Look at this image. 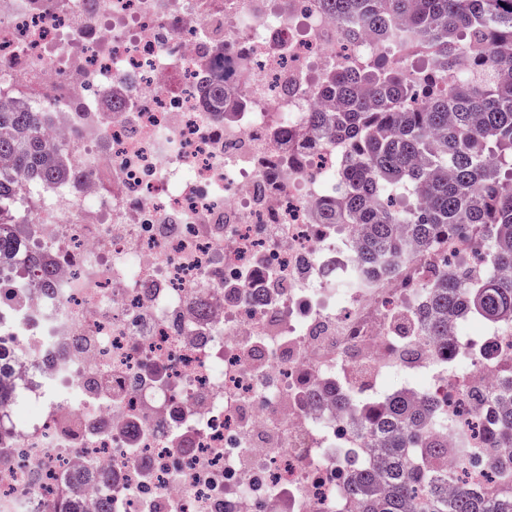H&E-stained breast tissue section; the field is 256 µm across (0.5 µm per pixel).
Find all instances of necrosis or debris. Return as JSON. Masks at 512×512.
<instances>
[{
	"label": "necrosis or debris",
	"mask_w": 512,
	"mask_h": 512,
	"mask_svg": "<svg viewBox=\"0 0 512 512\" xmlns=\"http://www.w3.org/2000/svg\"><path fill=\"white\" fill-rule=\"evenodd\" d=\"M379 55L409 61L346 40L319 0H0V95L44 103L77 172L14 227L0 512H48L79 471L84 512H355L343 455L373 453L336 415L344 388L436 393L449 446L483 447L467 423L494 406L471 393L512 366V319L476 336L458 314L442 340L395 324L432 276L492 277L489 259L452 237L367 268L357 225L317 220L352 145L309 116L336 70ZM32 254L46 286L23 278Z\"/></svg>",
	"instance_id": "necrosis-or-debris-1"
}]
</instances>
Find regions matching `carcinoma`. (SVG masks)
Returning <instances> with one entry per match:
<instances>
[{"mask_svg":"<svg viewBox=\"0 0 512 512\" xmlns=\"http://www.w3.org/2000/svg\"><path fill=\"white\" fill-rule=\"evenodd\" d=\"M345 37L360 24L386 31L405 20L428 56L456 67L458 51L471 48V75L454 82L430 70L409 85L384 58L357 71L331 76L336 111L316 112L323 134L354 143L342 177L349 191L322 211V224H362L359 261L401 260L411 246L425 248L452 235L472 237L475 248L512 271V0H322ZM39 110L19 101L0 107V264L17 250L9 225L22 223V202L33 188L66 175L60 151L40 133ZM32 283H46L48 264L30 265ZM422 320L432 336L448 332L460 308L487 320L512 313V276L471 280L435 277ZM16 350L0 346V408L15 392L9 383ZM338 411L357 420L377 449V465L356 467L346 492L360 512H512V457L496 455L497 476L482 492L464 485L448 492V444L422 428L423 414H438L430 395L416 406L403 397L356 404L338 398ZM489 448H512V402H500L483 430Z\"/></svg>","mask_w":512,"mask_h":512,"instance_id":"1","label":"carcinoma"}]
</instances>
